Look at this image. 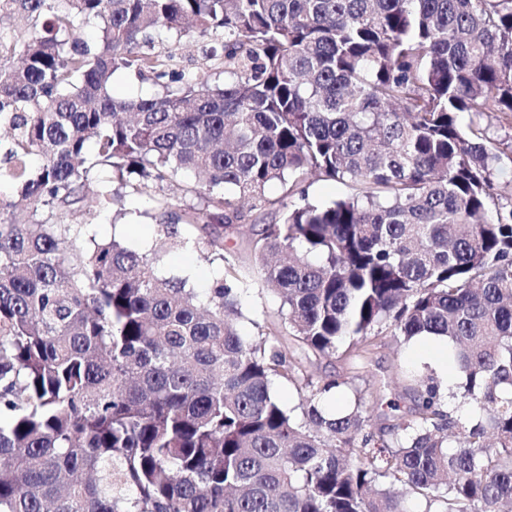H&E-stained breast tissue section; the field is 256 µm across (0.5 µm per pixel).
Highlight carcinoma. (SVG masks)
Listing matches in <instances>:
<instances>
[{"instance_id": "cac0c4a2", "label": "carcinoma", "mask_w": 512, "mask_h": 512, "mask_svg": "<svg viewBox=\"0 0 512 512\" xmlns=\"http://www.w3.org/2000/svg\"><path fill=\"white\" fill-rule=\"evenodd\" d=\"M18 17L0 30V512H409L397 484L424 512H505L512 136L489 131L512 130V0H0ZM191 33L197 74L175 63ZM118 70L160 91L117 99ZM313 178L352 193L314 204ZM151 190L150 250L99 237ZM252 211L279 215L250 241L280 298L255 339L224 257ZM173 244L227 268L199 293L161 272ZM379 336L448 342L478 415L415 372L386 432L362 390L326 411L349 381L313 360Z\"/></svg>"}]
</instances>
